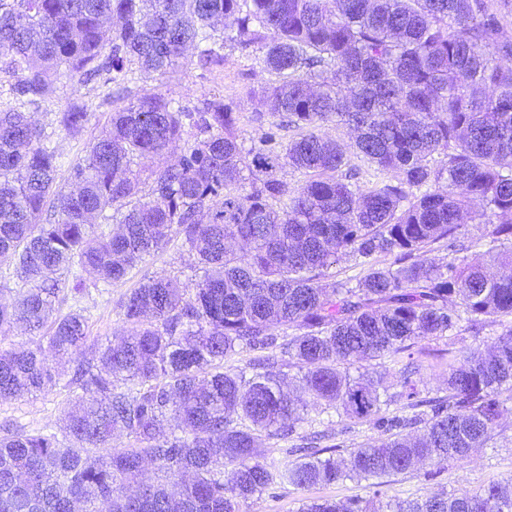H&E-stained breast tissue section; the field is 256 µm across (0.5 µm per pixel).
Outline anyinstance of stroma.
<instances>
[{
  "label": "stroma",
  "mask_w": 512,
  "mask_h": 512,
  "mask_svg": "<svg viewBox=\"0 0 512 512\" xmlns=\"http://www.w3.org/2000/svg\"><path fill=\"white\" fill-rule=\"evenodd\" d=\"M275 75L262 71L257 55L230 54L224 66L203 69L189 63L173 74L151 80L138 79L127 87L105 83L99 78L78 76L60 77L52 93L29 115L36 124L45 126L55 121L59 112L70 103L86 105L90 120L75 136L56 130L53 144L61 156L59 180H66L69 168L83 156L86 145L97 136L110 113L126 104L127 100L150 91L179 103L193 107L212 94H223L237 103L238 117L235 134L244 145L257 143L269 130L273 117L267 105L249 97L250 88L275 82ZM201 269L190 257L180 239L172 241L162 250L144 257L127 276L107 286L105 291H89L81 304L88 312V343L96 345L115 339L123 333L126 324L119 314L121 301L134 288L152 277H167L186 286L198 280ZM492 332L479 334L461 331L459 336L421 341L395 358L362 361L351 366V374L369 372L382 375L396 401L389 407V415H405L406 399L400 398V379L409 363L420 364L421 395L436 397L446 395L448 363L469 347L487 346L493 341ZM57 383L45 392L20 398L0 400V428L10 426L27 431L57 427L65 409L78 395L69 387L72 365H56ZM503 412L500 425L492 438L474 449L466 457L448 463L444 468L418 466L414 471L386 478L379 490L383 500L427 497L445 491L465 489L476 492L493 482H512V392L503 391ZM319 435V448H335L338 454H347L353 448L378 443L385 434L374 422L351 423L341 418L335 409L309 411L306 419L297 424L293 433L284 438L264 441L261 455L265 462L279 470L287 469L296 461L295 447L303 438ZM370 489L364 483L346 480L330 485H318L302 490L285 480L275 481L258 498L245 505L246 512H298L303 502L313 499L343 501L353 497H369Z\"/></svg>",
  "instance_id": "stroma-1"
}]
</instances>
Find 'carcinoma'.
Wrapping results in <instances>:
<instances>
[{"mask_svg":"<svg viewBox=\"0 0 512 512\" xmlns=\"http://www.w3.org/2000/svg\"><path fill=\"white\" fill-rule=\"evenodd\" d=\"M255 47L278 81L248 95L271 102L274 130L244 149L237 105L214 94L200 107L159 94L133 97L57 183L56 150L25 112L0 110V260L23 287L0 304V399L56 385L43 343L76 362L82 395L63 426L0 436V512H242L273 481L264 437H285L322 403L349 421L376 420L387 438L338 458L310 456L285 479L299 489L368 482L369 499H317L300 512H512V483L425 499H380L381 479L441 466L483 446L512 390V38L486 0H0V72L23 103L39 104L63 73L114 82L132 70L164 76L196 51L220 67ZM90 113H60L69 135ZM327 123L353 128L340 142ZM292 129L287 143L277 132ZM191 135L177 163L147 176ZM354 155L381 175L353 189ZM291 168L304 180L290 186ZM488 224L486 266L463 252L464 219ZM120 231L108 229L112 223ZM181 237L206 267L179 288L150 279L122 300L126 336L85 356L86 318L55 307L77 270L120 281L143 256ZM446 244L453 257L427 256ZM356 282L325 284L340 256ZM378 255L395 261L381 266ZM501 328L493 346L448 364V395L418 399L403 377L409 418L381 415L382 382L351 376L359 360L418 341ZM295 331L278 341L271 329ZM280 349L303 371L292 398L278 361L251 376L224 369L238 350ZM422 423L415 437L405 429ZM116 429L137 446L119 447ZM152 464L157 480L139 481Z\"/></svg>","mask_w":512,"mask_h":512,"instance_id":"cac0c4a2","label":"carcinoma"}]
</instances>
